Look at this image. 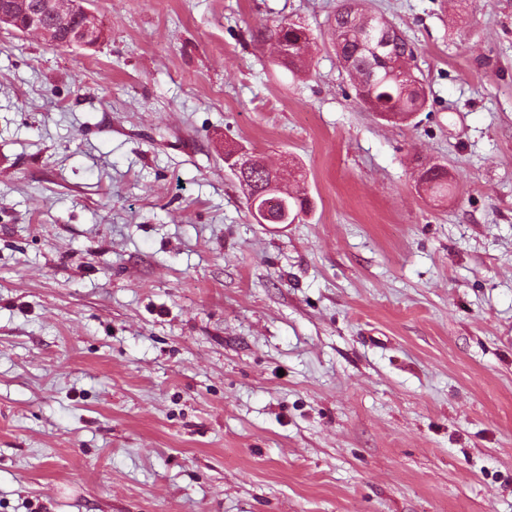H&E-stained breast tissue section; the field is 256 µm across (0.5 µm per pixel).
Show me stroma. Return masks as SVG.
Segmentation results:
<instances>
[{
    "label": "stroma",
    "instance_id": "obj_1",
    "mask_svg": "<svg viewBox=\"0 0 512 512\" xmlns=\"http://www.w3.org/2000/svg\"><path fill=\"white\" fill-rule=\"evenodd\" d=\"M337 5L0 32V512H512V0H365L416 49L404 123L358 103ZM237 146L311 212L255 223ZM264 38L271 41L272 52L278 62L288 70H301L306 67L311 41L306 29L294 23L279 21L271 27L264 26ZM301 41L308 50L304 55ZM285 49V55L280 58L277 52ZM280 53V52H279ZM422 174V172H421ZM421 179L423 182V192H425L433 200H445L451 188V180L448 179V172L445 168L438 164H433L425 168ZM421 177V178H420Z\"/></svg>",
    "mask_w": 512,
    "mask_h": 512
}]
</instances>
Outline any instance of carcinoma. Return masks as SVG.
<instances>
[{"mask_svg": "<svg viewBox=\"0 0 512 512\" xmlns=\"http://www.w3.org/2000/svg\"><path fill=\"white\" fill-rule=\"evenodd\" d=\"M361 0H340L334 16L333 28L336 35V57L345 61L349 68L372 78L368 93L373 95L382 112H391L406 120L415 112L421 111L427 94L423 83L415 73V49L412 43L403 41L392 45L387 61L380 63L361 51L358 47L357 32L370 27L384 26L380 17L368 14L360 8ZM264 37L271 41L272 52L285 51L278 62L290 69L301 70L306 67L307 56L303 47L311 41L306 29L286 21L272 26H264ZM423 192L434 200H445L451 188L448 172L438 164L425 169L421 177ZM310 209V200L305 189L295 191V197L289 199L285 210L287 223L292 224Z\"/></svg>", "mask_w": 512, "mask_h": 512, "instance_id": "cac0c4a2", "label": "carcinoma"}]
</instances>
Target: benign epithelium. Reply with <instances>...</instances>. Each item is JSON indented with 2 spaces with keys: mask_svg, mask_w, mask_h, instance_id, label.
Returning a JSON list of instances; mask_svg holds the SVG:
<instances>
[{
  "mask_svg": "<svg viewBox=\"0 0 512 512\" xmlns=\"http://www.w3.org/2000/svg\"><path fill=\"white\" fill-rule=\"evenodd\" d=\"M45 10L52 13L62 26L67 25L73 17L80 20V24L69 29L66 38L61 41L57 29L45 24L42 12L28 8V0H14L12 4L0 7V30L15 34L35 33L51 44L69 47L93 48L102 41L104 32L97 15L84 5V0H46ZM400 36L402 33L396 28L365 29L359 34V43L382 59L391 46L392 39ZM254 162L255 158L242 147L227 158V164L238 177L243 192L247 195L259 192L282 193L283 188L278 178L270 179L261 187L256 186L253 170L257 166Z\"/></svg>",
  "mask_w": 512,
  "mask_h": 512,
  "instance_id": "obj_1",
  "label": "benign epithelium"
}]
</instances>
